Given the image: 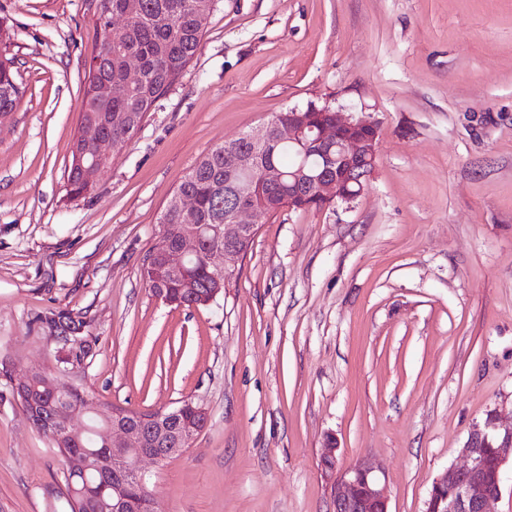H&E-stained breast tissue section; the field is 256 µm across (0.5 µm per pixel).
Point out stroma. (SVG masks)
<instances>
[{"label":"stroma","instance_id":"stroma-1","mask_svg":"<svg viewBox=\"0 0 512 512\" xmlns=\"http://www.w3.org/2000/svg\"><path fill=\"white\" fill-rule=\"evenodd\" d=\"M94 0H0L22 96L0 118V512H68L58 450L12 386L31 367L97 409L209 413L145 461L157 512H331L320 455L368 458L424 512L496 411L512 428V0H218L201 47L95 192L66 194ZM379 126L354 201L259 224L216 302L141 277L196 160L288 107ZM92 345L55 339L58 312Z\"/></svg>","mask_w":512,"mask_h":512}]
</instances>
